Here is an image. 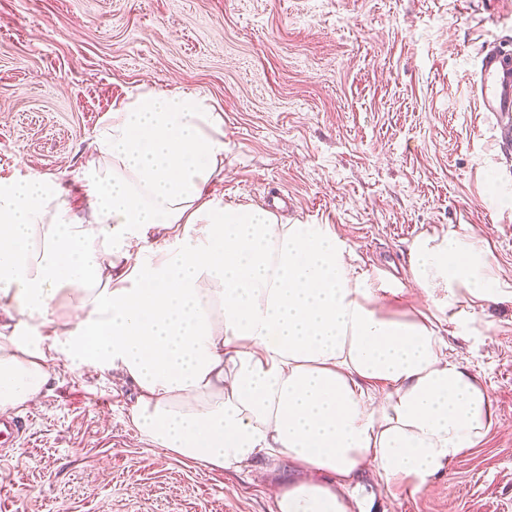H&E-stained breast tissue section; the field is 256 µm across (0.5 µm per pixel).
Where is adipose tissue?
Listing matches in <instances>:
<instances>
[{
    "instance_id": "obj_1",
    "label": "adipose tissue",
    "mask_w": 512,
    "mask_h": 512,
    "mask_svg": "<svg viewBox=\"0 0 512 512\" xmlns=\"http://www.w3.org/2000/svg\"><path fill=\"white\" fill-rule=\"evenodd\" d=\"M89 148L87 215L60 181L0 182V414L37 402L59 358L118 373L138 388L136 428L173 455L294 467L275 512H349L369 467L424 486L494 428L490 391L449 359L439 317L512 302L475 232L411 242L410 284L436 312L396 318L331 225L209 193L224 133L200 94L143 90ZM158 227L195 244H150Z\"/></svg>"
}]
</instances>
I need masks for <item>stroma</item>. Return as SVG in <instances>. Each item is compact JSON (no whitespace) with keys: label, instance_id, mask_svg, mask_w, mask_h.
Wrapping results in <instances>:
<instances>
[{"label":"stroma","instance_id":"obj_1","mask_svg":"<svg viewBox=\"0 0 512 512\" xmlns=\"http://www.w3.org/2000/svg\"><path fill=\"white\" fill-rule=\"evenodd\" d=\"M512 45V0H0V182L60 178L77 212L89 143L145 87L193 91L223 120L214 194L330 224L391 314L424 308L410 243L468 224L512 285V158L473 75ZM448 356L480 375L497 424L421 489L364 474L370 512H512V303L475 309ZM0 449V512H273L258 474L176 458L132 421L136 386L60 359Z\"/></svg>","mask_w":512,"mask_h":512}]
</instances>
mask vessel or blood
Segmentation results:
<instances>
[{"label":"vessel or blood","mask_w":512,"mask_h":512,"mask_svg":"<svg viewBox=\"0 0 512 512\" xmlns=\"http://www.w3.org/2000/svg\"><path fill=\"white\" fill-rule=\"evenodd\" d=\"M476 100L493 122L502 154H512V50L503 43L489 44L475 69Z\"/></svg>","instance_id":"1"}]
</instances>
